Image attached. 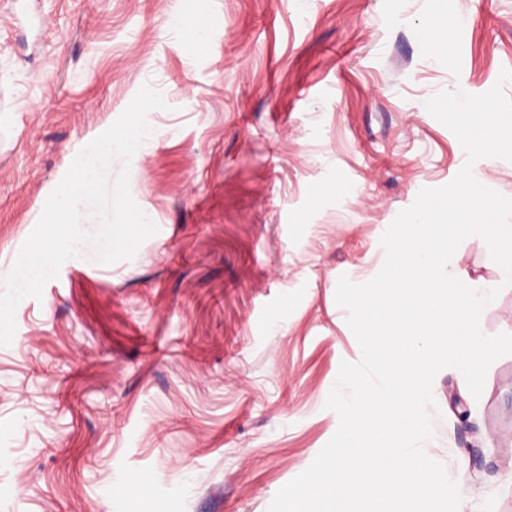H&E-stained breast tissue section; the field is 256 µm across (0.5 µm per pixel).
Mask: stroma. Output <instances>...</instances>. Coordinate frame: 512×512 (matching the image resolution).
Masks as SVG:
<instances>
[{"label": "stroma", "mask_w": 512, "mask_h": 512, "mask_svg": "<svg viewBox=\"0 0 512 512\" xmlns=\"http://www.w3.org/2000/svg\"><path fill=\"white\" fill-rule=\"evenodd\" d=\"M0 0V279L69 157L142 86L166 108L129 164L157 232L133 260L90 247L15 310L0 346V512H268L339 426L326 409L361 349L340 276L466 161L425 108L512 70V0ZM458 51L426 48L435 16ZM451 275L499 282L466 238ZM426 454L465 469L459 512H512V355L473 397L440 371ZM198 0L182 1V9L177 19L186 26L188 42L192 47L204 45L209 29V18L199 6Z\"/></svg>", "instance_id": "1"}]
</instances>
